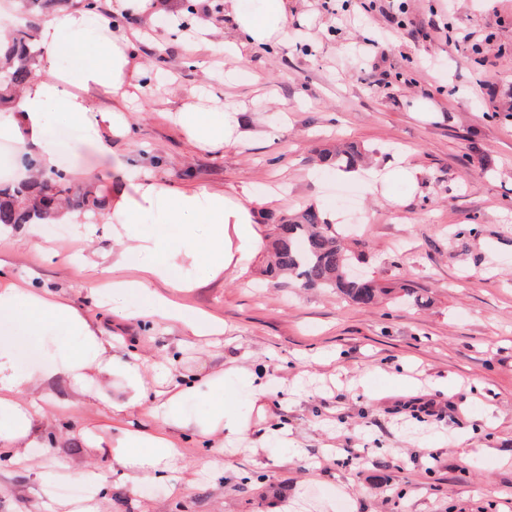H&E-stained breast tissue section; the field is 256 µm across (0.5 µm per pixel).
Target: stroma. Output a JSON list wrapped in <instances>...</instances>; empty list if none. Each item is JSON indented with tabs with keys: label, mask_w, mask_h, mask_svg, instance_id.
Instances as JSON below:
<instances>
[{
	"label": "stroma",
	"mask_w": 512,
	"mask_h": 512,
	"mask_svg": "<svg viewBox=\"0 0 512 512\" xmlns=\"http://www.w3.org/2000/svg\"><path fill=\"white\" fill-rule=\"evenodd\" d=\"M220 2L159 0V11H191L188 34L99 0L143 70V93L126 108L132 135L113 139V152L151 148L155 175L178 188L275 193L256 212L265 235L283 216L330 205L359 269L386 293L362 308L301 288L266 276L262 252L213 281L187 265L200 284L177 301L225 325L198 339L120 318L98 297L89 264L111 251V232L82 245L67 224L39 248L21 233L1 240L15 275L62 290L118 346L151 363L174 359L188 377L220 352L225 388L240 372L270 378L272 389L259 399L239 392L242 439L185 434L169 479L137 489L83 439L126 418L48 397V418L67 434L51 452L30 449L27 485L0 476V512H21L32 488L42 512H54L70 479L64 459L101 475L98 512H512V0H291L299 30L287 45L247 53L234 83L224 79L231 60L197 39L208 26L232 35ZM202 90L243 113L236 146L199 149L174 123ZM273 121L282 132L271 143ZM47 135L77 185L117 180L85 128L53 112ZM340 139L368 149L380 173L413 167L416 183L395 178L373 193L364 177L318 166V152ZM79 247L86 260L72 262ZM282 426L286 447L272 439Z\"/></svg>",
	"instance_id": "obj_1"
}]
</instances>
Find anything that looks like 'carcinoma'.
Here are the masks:
<instances>
[{
	"label": "carcinoma",
	"instance_id": "obj_1",
	"mask_svg": "<svg viewBox=\"0 0 512 512\" xmlns=\"http://www.w3.org/2000/svg\"><path fill=\"white\" fill-rule=\"evenodd\" d=\"M31 19L14 25L0 39V112L10 109L14 98L41 74L34 67L40 50L34 31L42 24L71 8L82 7L97 12V0H21ZM364 153L349 144L326 151L324 164L344 171L358 169ZM23 166L34 171V179L0 184V224L19 226L34 218L52 223L50 205L97 214L104 210L105 196H92L77 186L63 170L42 169L36 158L25 154ZM351 255L336 226L314 207L282 218L273 225L271 261L266 272L288 275L303 288L330 289L358 306L373 305L381 293L373 279L354 278L350 272Z\"/></svg>",
	"mask_w": 512,
	"mask_h": 512
}]
</instances>
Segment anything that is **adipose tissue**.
Segmentation results:
<instances>
[{"label": "adipose tissue", "mask_w": 512, "mask_h": 512, "mask_svg": "<svg viewBox=\"0 0 512 512\" xmlns=\"http://www.w3.org/2000/svg\"><path fill=\"white\" fill-rule=\"evenodd\" d=\"M225 3L234 35L225 40L224 48L237 62L243 61L248 48L287 45L288 0H259L255 6L246 0ZM36 36L43 51V75L16 98L10 121L0 123V138L17 141L48 170L55 164V148L46 136L51 111L91 132L121 174L109 184L105 203L107 221L117 225L112 262L94 267V274L142 316L179 324L198 337L223 335V322L188 312L172 295L199 285L198 280L183 277L184 262L202 266L215 280L261 250L263 236L254 215L263 198L245 188L178 191L155 179L149 151L113 155V139L131 132L122 105L133 97L129 78L141 70L127 52L123 31L112 30L110 40L101 41L89 13L73 10L41 26ZM61 57L73 62L64 74L55 70ZM102 91L119 99V106L99 107L96 96ZM176 123L201 149L230 147L244 135L238 113L205 111L190 102L178 108ZM156 210L162 213L161 225L145 230L138 215ZM7 266L0 259V334L40 336L50 325L61 332L47 345L48 361L33 367L20 365L13 352L0 345V452L10 466L27 460L30 448L38 443L45 430L40 402L60 385L78 394L82 403L98 404L111 415L143 413L160 421L154 430L140 424L119 428L109 439L91 430L85 433L89 445L108 450L113 467L135 488L169 471L186 427H195L206 438H239L246 433L232 394L224 390L223 362L191 381L176 376L171 364L157 363L150 367L153 380H146L144 370L149 366L140 356L118 352L112 337L59 292L33 287L12 276ZM115 269L127 270V277L111 278ZM191 397L208 401L207 408L192 417L184 412Z\"/></svg>", "instance_id": "obj_1"}]
</instances>
